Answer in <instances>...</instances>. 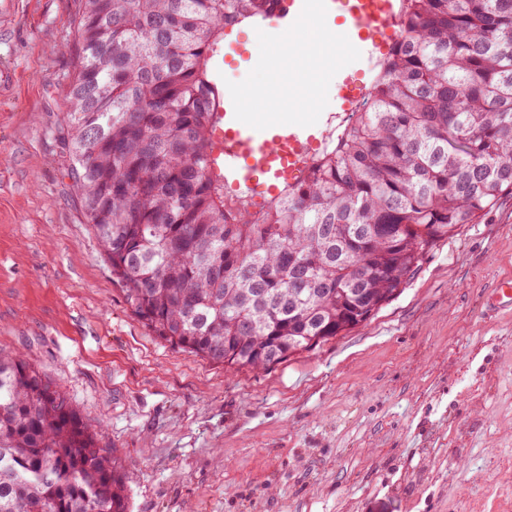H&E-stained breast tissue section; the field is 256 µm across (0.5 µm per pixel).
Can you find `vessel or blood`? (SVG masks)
<instances>
[{"label":"vessel or blood","mask_w":512,"mask_h":512,"mask_svg":"<svg viewBox=\"0 0 512 512\" xmlns=\"http://www.w3.org/2000/svg\"><path fill=\"white\" fill-rule=\"evenodd\" d=\"M285 23L295 27L308 13L343 14L344 37L363 46L374 42L378 33L392 30L396 0H284ZM305 143L296 130L281 127L266 137L252 131L245 121L229 118L224 129V154L233 160L261 155L265 170L281 175L289 162L297 160Z\"/></svg>","instance_id":"b4317fda"}]
</instances>
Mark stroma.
Wrapping results in <instances>:
<instances>
[{
	"mask_svg": "<svg viewBox=\"0 0 512 512\" xmlns=\"http://www.w3.org/2000/svg\"><path fill=\"white\" fill-rule=\"evenodd\" d=\"M80 0L0 12V351L60 386L128 475L129 512H512V194L425 256L370 321L271 369H225L136 317L58 139ZM217 77L251 126L321 134L371 52L312 61L242 25ZM326 80L308 92L312 68Z\"/></svg>",
	"mask_w": 512,
	"mask_h": 512,
	"instance_id": "1",
	"label": "stroma"
}]
</instances>
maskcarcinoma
<instances>
[{"label":"carcinoma","instance_id":"carcinoma-1","mask_svg":"<svg viewBox=\"0 0 512 512\" xmlns=\"http://www.w3.org/2000/svg\"><path fill=\"white\" fill-rule=\"evenodd\" d=\"M282 0H80L60 140L127 303L161 341L235 369L314 350L512 193V0H399L360 112L262 206L225 190L226 30ZM0 512H128L121 460L66 393L0 354Z\"/></svg>","mask_w":512,"mask_h":512}]
</instances>
